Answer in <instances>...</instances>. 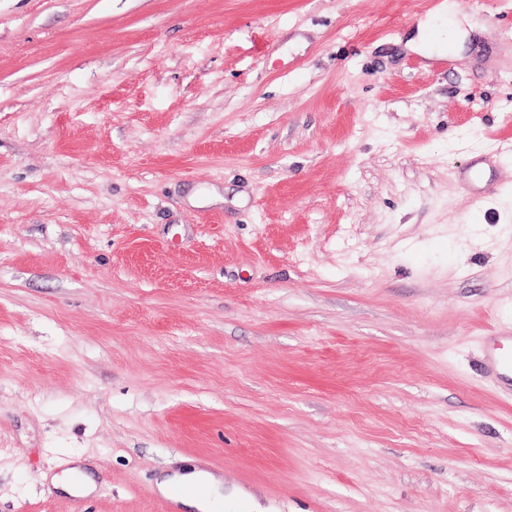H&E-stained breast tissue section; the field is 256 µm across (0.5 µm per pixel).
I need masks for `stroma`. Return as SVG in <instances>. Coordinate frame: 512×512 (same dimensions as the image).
<instances>
[{"label":"stroma","mask_w":512,"mask_h":512,"mask_svg":"<svg viewBox=\"0 0 512 512\" xmlns=\"http://www.w3.org/2000/svg\"><path fill=\"white\" fill-rule=\"evenodd\" d=\"M449 2L0 0V512H512V0ZM200 483H207L212 490V495L206 498L184 497L180 501L188 510H198L197 512H220L224 506V495H220V481L210 473H204L196 469L175 472L172 475L165 476L159 483V490L165 496L170 497V491L175 486H190Z\"/></svg>","instance_id":"obj_1"}]
</instances>
